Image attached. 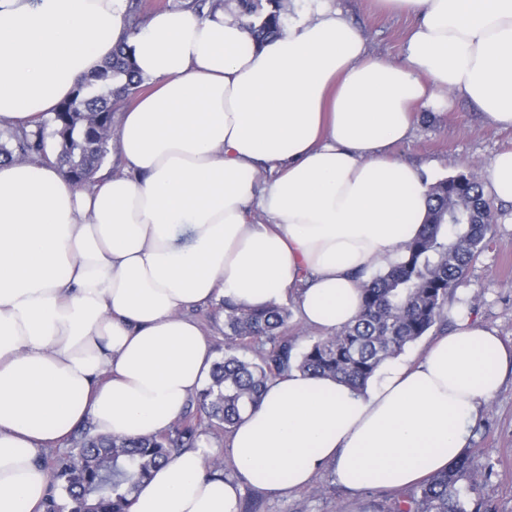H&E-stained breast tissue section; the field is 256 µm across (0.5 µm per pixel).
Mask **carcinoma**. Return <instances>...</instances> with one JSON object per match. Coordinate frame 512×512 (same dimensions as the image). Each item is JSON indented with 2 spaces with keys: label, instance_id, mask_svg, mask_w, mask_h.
Here are the masks:
<instances>
[{
  "label": "carcinoma",
  "instance_id": "cac0c4a2",
  "mask_svg": "<svg viewBox=\"0 0 512 512\" xmlns=\"http://www.w3.org/2000/svg\"><path fill=\"white\" fill-rule=\"evenodd\" d=\"M256 44L273 36L289 12L288 0H238ZM145 80L121 46L100 69L77 85L57 110L33 129H0V163L27 158L53 163L73 183L90 180L110 153L120 103ZM426 224L399 247L400 258L381 272L359 275L361 307L329 335L297 347L288 335L290 312L280 304L252 307L224 300V358L195 398L198 415L179 418L158 435L126 437L83 429L72 449L51 462L46 512H130L139 487L174 454L194 448L206 430L229 434L246 411L259 405L267 384L292 369L329 377L354 390L388 361L426 336L448 313L473 262L493 243L499 215L483 184L468 172L430 184ZM266 340L257 358L241 351ZM493 466L479 468L466 448L446 470L419 487L394 491V512H488L477 499Z\"/></svg>",
  "mask_w": 512,
  "mask_h": 512
}]
</instances>
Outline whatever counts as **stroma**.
I'll use <instances>...</instances> for the list:
<instances>
[{
	"mask_svg": "<svg viewBox=\"0 0 512 512\" xmlns=\"http://www.w3.org/2000/svg\"><path fill=\"white\" fill-rule=\"evenodd\" d=\"M337 3L379 54L393 62L401 60L410 18L377 13L369 0ZM508 148H512V129L488 126L475 106L458 99L443 115L419 118L411 139L395 147L394 153L424 169L434 181L461 170L481 179L494 154ZM494 206L503 218L493 244L472 264L458 295L470 300L475 321L512 345V203L498 200ZM470 432L478 463L493 467L483 486L484 497L492 512H512V375L481 404ZM239 512H393V495L387 490L350 492L326 469L310 487L282 494L243 487Z\"/></svg>",
	"mask_w": 512,
	"mask_h": 512,
	"instance_id": "obj_1",
	"label": "stroma"
}]
</instances>
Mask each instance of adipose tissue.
<instances>
[{"mask_svg":"<svg viewBox=\"0 0 512 512\" xmlns=\"http://www.w3.org/2000/svg\"><path fill=\"white\" fill-rule=\"evenodd\" d=\"M413 25L401 62L332 5L254 44L237 8L149 15L129 0H0V123L34 126L115 46L147 89L118 116L121 170L75 187L55 166L0 165V512H45L43 452L92 426L166 431L212 367L192 309L291 298L333 331L427 213L422 170L389 155L418 106L459 96L512 128V0H374ZM456 329L365 391L291 371L228 436L158 468L131 512H238L325 467L352 490L412 486L467 448L512 346ZM230 455L235 479L210 475Z\"/></svg>","mask_w":512,"mask_h":512,"instance_id":"ef3b65f1","label":"adipose tissue"}]
</instances>
